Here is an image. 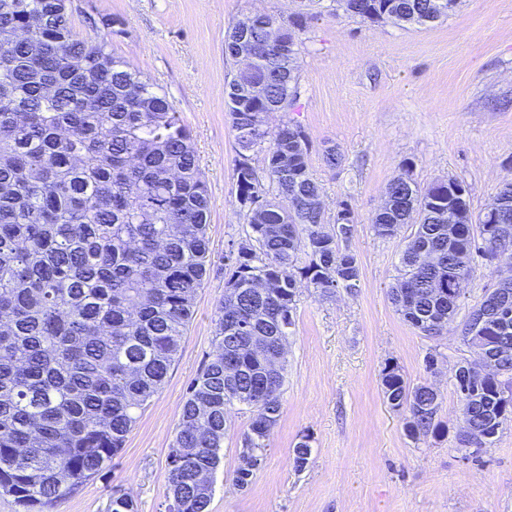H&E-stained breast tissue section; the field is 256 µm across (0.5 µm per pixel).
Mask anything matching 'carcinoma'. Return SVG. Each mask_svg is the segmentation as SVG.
<instances>
[{"label": "carcinoma", "mask_w": 512, "mask_h": 512, "mask_svg": "<svg viewBox=\"0 0 512 512\" xmlns=\"http://www.w3.org/2000/svg\"><path fill=\"white\" fill-rule=\"evenodd\" d=\"M431 0H336V9L363 22L400 28L444 21L429 16ZM36 15L45 27L19 32ZM70 0H0V495L22 512L66 498L112 463L161 389L194 314L210 261V197L185 125L166 94L143 72L112 54L105 35L85 37L72 24ZM307 18L283 20L254 12L249 30L235 23L224 39L233 67L224 98L238 145L235 179L247 230L231 252L216 320V350L188 386L168 455L178 512H208L212 491L199 474L220 463L232 406L252 410L241 460L263 461L268 418L281 412L284 364L276 394L265 358L251 336L286 345L303 287L321 294L359 288L355 254L340 247L315 206L321 186L308 166L310 142L298 125L269 120L296 102L299 35ZM264 149L262 171L252 153ZM386 194L392 206L371 222L394 237L414 233L400 255L392 289L397 312L426 334L436 319L455 322L458 306L435 288L453 270L470 274L474 257L491 262L512 244V183L495 199L506 214L474 213L455 178L420 186L409 173ZM472 237L448 242V206ZM445 263L430 267L426 253ZM269 287L257 290V281ZM484 335L512 345V319L488 320ZM237 372L224 380V355ZM500 371L483 378L467 403L471 435L492 442L512 422L496 411L512 390V350ZM382 392L405 413L412 439L435 434L440 394L412 386L397 367L382 371Z\"/></svg>", "instance_id": "cac0c4a2"}]
</instances>
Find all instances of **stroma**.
<instances>
[{"label":"stroma","instance_id":"obj_1","mask_svg":"<svg viewBox=\"0 0 512 512\" xmlns=\"http://www.w3.org/2000/svg\"><path fill=\"white\" fill-rule=\"evenodd\" d=\"M261 9L286 17L297 0H76L73 22L94 34L120 19L111 48L164 92L189 127L211 209V262L179 355L104 474L50 512H106L127 494L136 512H166L168 450L189 382L215 347L225 257L244 234L236 205L237 145L224 106L229 27ZM301 35L300 96L286 117L311 142L309 171L327 214L350 205L348 240L357 291L303 289L286 353L281 415L245 490L235 471L252 412L234 406L209 512H512V424L478 457L466 456L454 369L470 356L459 333L431 337L407 325L391 300L412 231L376 234L371 218L387 185L411 171L421 186L454 177L481 210L512 182V0H461L447 20L401 29L311 0ZM343 162L328 168L327 147ZM441 395L443 430L414 440L382 394L385 365ZM308 440L296 469L293 449Z\"/></svg>","mask_w":512,"mask_h":512}]
</instances>
